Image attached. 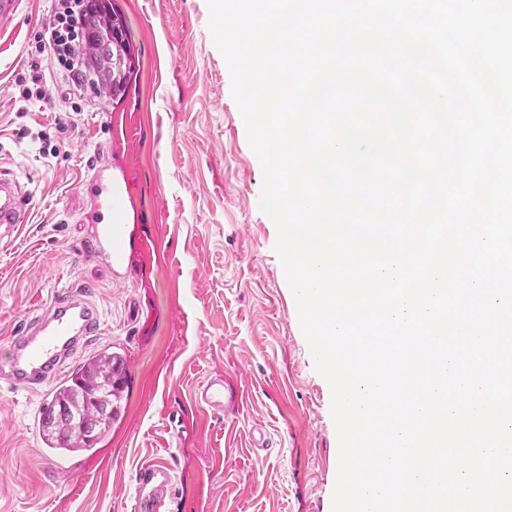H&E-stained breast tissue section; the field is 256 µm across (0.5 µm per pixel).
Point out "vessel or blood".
<instances>
[{
  "label": "vessel or blood",
  "instance_id": "b4317fda",
  "mask_svg": "<svg viewBox=\"0 0 512 512\" xmlns=\"http://www.w3.org/2000/svg\"><path fill=\"white\" fill-rule=\"evenodd\" d=\"M81 186L87 200L83 255L104 265L113 279L129 278L133 267L124 245L125 199L130 191L126 168L110 158L100 159L85 173ZM25 200L17 177L0 169V240L13 238L27 224ZM103 324V308L88 289L56 291L9 339V356L0 362V386L45 396L58 381L74 372L82 353L101 336ZM193 396L195 403L213 413H229L237 404L235 393L225 387L220 372L206 378ZM171 483L169 463L142 465L129 512H160Z\"/></svg>",
  "mask_w": 512,
  "mask_h": 512
}]
</instances>
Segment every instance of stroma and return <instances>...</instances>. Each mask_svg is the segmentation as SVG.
Returning <instances> with one entry per match:
<instances>
[{
	"mask_svg": "<svg viewBox=\"0 0 512 512\" xmlns=\"http://www.w3.org/2000/svg\"><path fill=\"white\" fill-rule=\"evenodd\" d=\"M112 2L135 57L118 102L67 80L51 102L23 98L16 79L52 20L48 0H24L0 29V168L31 208L22 233L0 242V360L32 311L81 286L104 310L98 347L119 352L130 378L107 438L76 457L43 445L30 420L38 398L0 389V512H127L137 470L157 458L179 490L163 512H331V390L259 208L263 171L207 0ZM48 141L57 156H42ZM104 150L128 167V228L144 230L122 282L81 255L78 180ZM216 372L239 397L227 416L191 400Z\"/></svg>",
	"mask_w": 512,
	"mask_h": 512,
	"instance_id": "1",
	"label": "stroma"
}]
</instances>
